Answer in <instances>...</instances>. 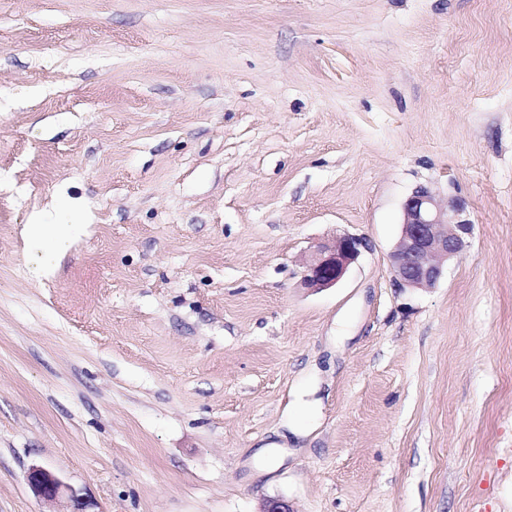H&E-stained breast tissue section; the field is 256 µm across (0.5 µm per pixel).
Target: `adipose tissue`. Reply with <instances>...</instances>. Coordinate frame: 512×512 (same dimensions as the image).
Listing matches in <instances>:
<instances>
[{
    "label": "adipose tissue",
    "instance_id": "ef3b65f1",
    "mask_svg": "<svg viewBox=\"0 0 512 512\" xmlns=\"http://www.w3.org/2000/svg\"><path fill=\"white\" fill-rule=\"evenodd\" d=\"M84 230V224L78 223L69 206L64 204L57 206L49 222L29 225L28 232L43 253L42 259L32 270L33 275L41 278L52 274L58 256L65 252Z\"/></svg>",
    "mask_w": 512,
    "mask_h": 512
}]
</instances>
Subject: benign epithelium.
I'll return each instance as SVG.
<instances>
[{
  "instance_id": "obj_1",
  "label": "benign epithelium",
  "mask_w": 512,
  "mask_h": 512,
  "mask_svg": "<svg viewBox=\"0 0 512 512\" xmlns=\"http://www.w3.org/2000/svg\"><path fill=\"white\" fill-rule=\"evenodd\" d=\"M472 224L461 203L450 197L443 203L426 187L414 189L403 206L399 241L390 255L394 281L400 288L431 289L448 269V260L468 245ZM362 239L342 236L317 245L302 261V284L314 291L331 288L357 259ZM33 492L49 501L75 497L53 471L34 467L27 475Z\"/></svg>"
}]
</instances>
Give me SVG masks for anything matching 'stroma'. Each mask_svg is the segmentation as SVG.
Returning <instances> with one entry per match:
<instances>
[{
    "label": "stroma",
    "instance_id": "1",
    "mask_svg": "<svg viewBox=\"0 0 512 512\" xmlns=\"http://www.w3.org/2000/svg\"><path fill=\"white\" fill-rule=\"evenodd\" d=\"M420 185L473 225L429 290ZM35 466L93 512H512V0H0V512H52ZM461 203L437 199L426 186L414 189L403 206L399 241L390 255L394 281L400 288H434L448 260L468 245L472 224ZM28 225V233L44 253V257L32 269V274L37 278L52 274L58 256L85 230V224L78 223L69 206L65 204L57 206L49 222ZM364 246L362 239L352 236L317 245L303 258V286L314 291L336 286ZM27 482L33 492L46 501L61 502L64 498H75L72 489L55 472L47 468H32L28 472Z\"/></svg>",
    "mask_w": 512,
    "mask_h": 512
}]
</instances>
